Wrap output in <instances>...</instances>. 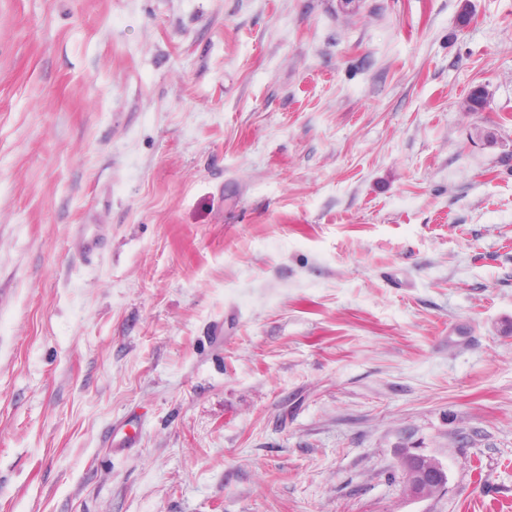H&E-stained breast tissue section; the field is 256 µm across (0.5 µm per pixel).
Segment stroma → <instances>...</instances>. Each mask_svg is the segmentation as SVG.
I'll return each instance as SVG.
<instances>
[{
	"label": "stroma",
	"mask_w": 512,
	"mask_h": 512,
	"mask_svg": "<svg viewBox=\"0 0 512 512\" xmlns=\"http://www.w3.org/2000/svg\"><path fill=\"white\" fill-rule=\"evenodd\" d=\"M0 512H512V0H0ZM438 467L441 474L437 480ZM403 483L406 489L412 494L418 491L420 497H431L438 493L446 483V475L442 467L432 458L410 455L401 461ZM418 483L421 485L417 487Z\"/></svg>",
	"instance_id": "1"
}]
</instances>
